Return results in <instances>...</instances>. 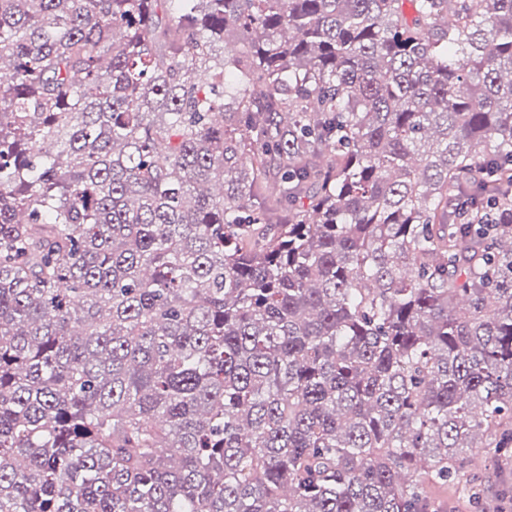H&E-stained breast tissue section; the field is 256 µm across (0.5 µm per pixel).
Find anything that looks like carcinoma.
Instances as JSON below:
<instances>
[{"instance_id": "carcinoma-1", "label": "carcinoma", "mask_w": 512, "mask_h": 512, "mask_svg": "<svg viewBox=\"0 0 512 512\" xmlns=\"http://www.w3.org/2000/svg\"><path fill=\"white\" fill-rule=\"evenodd\" d=\"M475 448L512 0H0V512H443Z\"/></svg>"}]
</instances>
